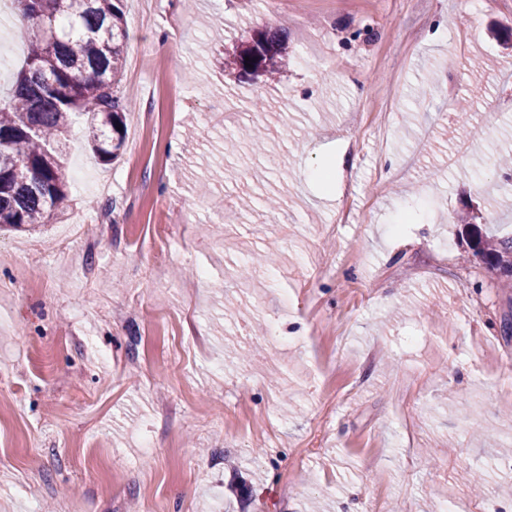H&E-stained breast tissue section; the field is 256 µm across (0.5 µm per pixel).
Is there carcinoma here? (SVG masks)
Wrapping results in <instances>:
<instances>
[{
    "instance_id": "1",
    "label": "carcinoma",
    "mask_w": 512,
    "mask_h": 512,
    "mask_svg": "<svg viewBox=\"0 0 512 512\" xmlns=\"http://www.w3.org/2000/svg\"><path fill=\"white\" fill-rule=\"evenodd\" d=\"M32 25L27 58L0 105V229L47 224L70 202L62 138L81 118L103 163L125 146L130 104L118 95L126 38L123 0H15ZM288 63V42L258 31L233 64L269 81ZM474 255L512 279V237L478 241Z\"/></svg>"
}]
</instances>
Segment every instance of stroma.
Returning <instances> with one entry per match:
<instances>
[{"mask_svg":"<svg viewBox=\"0 0 512 512\" xmlns=\"http://www.w3.org/2000/svg\"><path fill=\"white\" fill-rule=\"evenodd\" d=\"M123 7L121 157L0 234V512H512V0ZM251 40L241 46L232 62L240 77L264 78L267 82L288 63V42L266 31H257ZM245 57H249V61H245ZM473 251L474 255L489 268L496 269L505 274H501L502 276L512 279V237L492 241L478 240Z\"/></svg>","mask_w":512,"mask_h":512,"instance_id":"obj_1","label":"stroma"}]
</instances>
